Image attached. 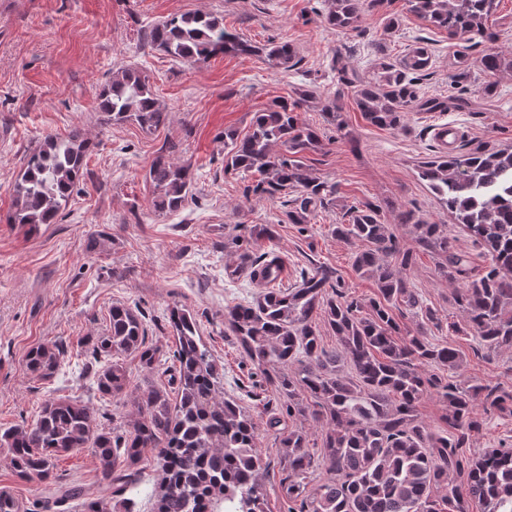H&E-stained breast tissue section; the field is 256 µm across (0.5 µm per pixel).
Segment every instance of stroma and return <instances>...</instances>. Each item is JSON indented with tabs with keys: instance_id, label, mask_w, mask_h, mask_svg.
Returning a JSON list of instances; mask_svg holds the SVG:
<instances>
[{
	"instance_id": "stroma-1",
	"label": "stroma",
	"mask_w": 512,
	"mask_h": 512,
	"mask_svg": "<svg viewBox=\"0 0 512 512\" xmlns=\"http://www.w3.org/2000/svg\"><path fill=\"white\" fill-rule=\"evenodd\" d=\"M406 0H385L366 10L354 30L327 27L317 16L323 0H0V428L29 424L48 398L82 400L93 418L111 426L129 422L130 400L167 385V365L175 349L168 321L171 308L188 309L200 324L203 343L225 395L237 398L258 424L255 448L266 464L262 484L269 512H288L281 485L273 432L264 430L267 412L278 398L262 374L243 355L224 328L225 311L253 300L259 288L249 279L231 283L225 264L235 262L225 237L234 225H274L273 251L287 261L282 285H290L311 265L335 268L350 293L362 300L376 294L375 284L351 266L355 247L329 231L347 207L390 203L385 222L401 246L413 251L411 288L438 312L431 342L452 345L463 357L449 374L461 387L476 383L512 389V350L493 351L476 336L461 335L465 320L452 295L460 282L440 280L431 254L419 251L413 225L398 223L399 209L416 206L431 224H443L453 247L467 255L473 273L489 264L486 251L457 224L419 176L421 162L441 149L432 138L437 124H454L462 133L459 148L512 146V72L486 73L480 57L487 50L512 54V0H499L493 43L471 41L464 51L470 104L445 112H410L402 131L370 125L355 105L356 82L372 77L380 63H398L415 47L431 57L417 75L421 94L451 96L448 74L455 68L456 45L444 31L407 13ZM206 12L256 45L280 37L294 44L300 63L275 71L256 56H217L198 66L178 64L143 36L169 15ZM400 27H390L392 16ZM386 54H375L376 44ZM122 66L146 70L169 120L155 133L133 123L102 124L96 112L100 87ZM314 86L321 101L338 100L343 132L324 121L320 109L303 108L301 121L320 128L324 147L308 153L313 173L336 187V203L318 213L314 230L301 235L283 223L280 202L242 197L237 175L224 170L225 129L246 133L254 112L294 89ZM81 130L95 148L88 173L79 183L61 223L27 234L3 223L13 204V186L24 155L45 137ZM183 141V160L194 170L192 197L172 216L155 215L146 174L164 141ZM138 313L147 343L162 349L163 364L144 369L126 359L127 395L100 397L85 353L104 333L112 304ZM61 344L66 356L50 380L27 371L28 351ZM480 434L468 448L477 457L489 448L512 446V415L485 414ZM52 484L20 478L0 450V489L13 493L26 512H49L47 503L66 486L79 483L92 495L107 494L98 462L84 448L59 457Z\"/></svg>"
}]
</instances>
